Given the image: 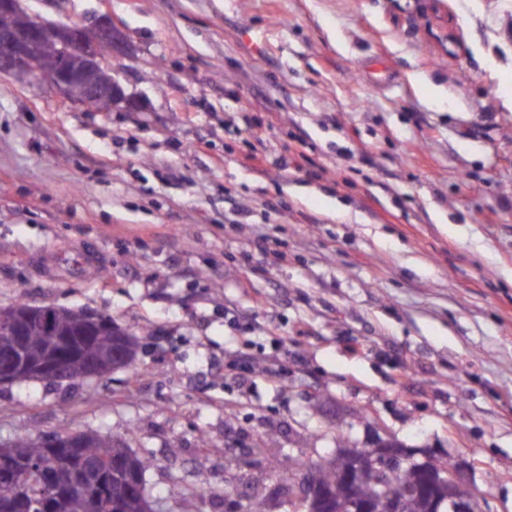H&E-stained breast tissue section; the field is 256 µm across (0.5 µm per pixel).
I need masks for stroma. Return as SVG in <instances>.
I'll return each instance as SVG.
<instances>
[{
  "instance_id": "obj_1",
  "label": "stroma",
  "mask_w": 512,
  "mask_h": 512,
  "mask_svg": "<svg viewBox=\"0 0 512 512\" xmlns=\"http://www.w3.org/2000/svg\"><path fill=\"white\" fill-rule=\"evenodd\" d=\"M24 5L114 18L143 108L0 78V307L139 349L0 387V443L95 431L152 456L165 512H226L229 474L287 512L283 454L389 439L512 512V0Z\"/></svg>"
}]
</instances>
